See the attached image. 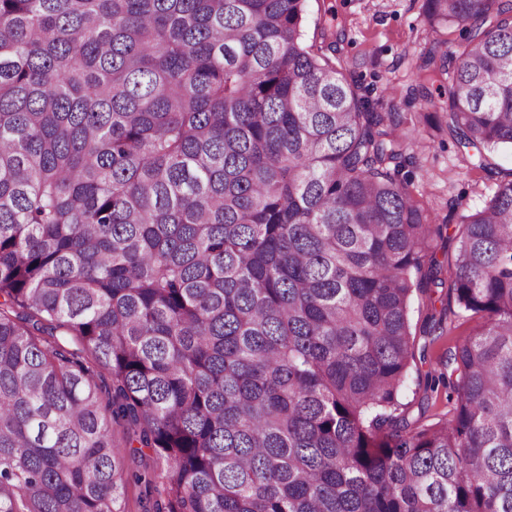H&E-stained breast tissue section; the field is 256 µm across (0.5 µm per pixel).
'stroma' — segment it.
<instances>
[{"label": "stroma", "instance_id": "35a3bbf8", "mask_svg": "<svg viewBox=\"0 0 512 512\" xmlns=\"http://www.w3.org/2000/svg\"><path fill=\"white\" fill-rule=\"evenodd\" d=\"M335 9L344 30L336 46V61L371 89L379 111L389 113L398 135L405 137L410 157V189L431 223L441 228L431 242L442 283L415 294L410 307L413 330H421L428 317L444 318V331L427 346L424 359L411 365L405 400L419 406L428 400L423 417L430 424L450 419L454 403L446 389L424 397L418 384L426 374L448 369V350L471 336L477 320L448 312V286L459 244L455 232L462 211L477 210L499 184L512 179V150L499 149L482 169L472 151L458 149L445 113L421 97L418 86L423 60L434 42L448 53L465 42L466 25L431 30L424 0H307V28H314L325 9Z\"/></svg>", "mask_w": 512, "mask_h": 512}]
</instances>
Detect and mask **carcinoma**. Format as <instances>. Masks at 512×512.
Listing matches in <instances>:
<instances>
[{"mask_svg": "<svg viewBox=\"0 0 512 512\" xmlns=\"http://www.w3.org/2000/svg\"><path fill=\"white\" fill-rule=\"evenodd\" d=\"M452 80L512 148V0ZM306 0H0V512H512V180L460 215L453 418L402 403L438 280L405 141ZM441 63H436L435 57ZM121 430L123 445L114 443Z\"/></svg>", "mask_w": 512, "mask_h": 512, "instance_id": "1", "label": "carcinoma"}]
</instances>
